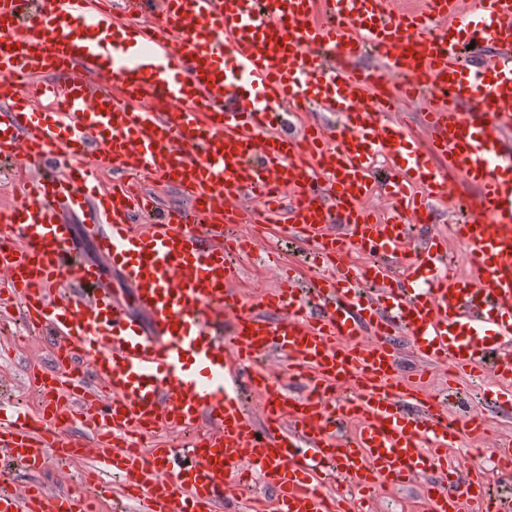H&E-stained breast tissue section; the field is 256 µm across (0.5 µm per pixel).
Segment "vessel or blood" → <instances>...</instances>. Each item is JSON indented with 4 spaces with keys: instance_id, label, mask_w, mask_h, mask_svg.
Listing matches in <instances>:
<instances>
[{
    "instance_id": "obj_1",
    "label": "vessel or blood",
    "mask_w": 512,
    "mask_h": 512,
    "mask_svg": "<svg viewBox=\"0 0 512 512\" xmlns=\"http://www.w3.org/2000/svg\"><path fill=\"white\" fill-rule=\"evenodd\" d=\"M427 15L387 0H0V160L42 170L26 200L0 213V277L53 340L60 373L44 413L0 405L7 462L41 468L45 449L98 455L140 512H214L225 484L263 475L275 512H341L323 470L360 496L424 478L428 512L495 501L482 470L448 450L478 414L449 418L442 401L397 380L394 336L427 363L490 367L512 406V0H456ZM372 52L380 67H353ZM421 100L430 142L392 118L395 96ZM314 108L338 123L289 129ZM396 202L379 221L364 206L374 163ZM154 175L184 208L94 172ZM453 235L477 280L457 275L447 242L406 249L455 177ZM89 213L99 260L78 257L62 211ZM284 227L327 273L290 270L256 302L238 294L232 224ZM371 257L355 268L350 253ZM117 268L149 320L101 289ZM233 336L225 345V336ZM298 359L303 394L278 388L262 356ZM265 397L257 411L247 394ZM208 433L193 434L197 420ZM176 430L178 447L143 456L117 436ZM0 512H91L88 499L0 487Z\"/></svg>"
}]
</instances>
